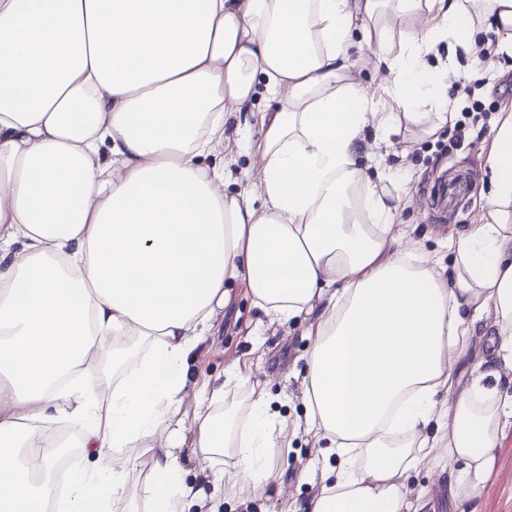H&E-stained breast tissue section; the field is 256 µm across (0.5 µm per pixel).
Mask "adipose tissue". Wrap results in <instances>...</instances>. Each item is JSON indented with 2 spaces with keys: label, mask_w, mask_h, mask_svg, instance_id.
<instances>
[{
  "label": "adipose tissue",
  "mask_w": 512,
  "mask_h": 512,
  "mask_svg": "<svg viewBox=\"0 0 512 512\" xmlns=\"http://www.w3.org/2000/svg\"><path fill=\"white\" fill-rule=\"evenodd\" d=\"M479 28L512 56V0H0V512H113L143 460L151 512L263 493L268 398L190 391L234 282L271 320L309 321L293 425L336 462L292 512H423V470L477 512L512 422V105L446 267L396 222L411 194L359 152L371 124L453 122ZM358 32L381 92L354 77ZM442 41L455 57L428 65ZM243 112L261 166L230 193ZM190 393L208 496L172 453ZM62 447L86 460L63 496Z\"/></svg>",
  "instance_id": "obj_1"
}]
</instances>
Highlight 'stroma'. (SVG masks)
<instances>
[{"instance_id": "stroma-1", "label": "stroma", "mask_w": 512, "mask_h": 512, "mask_svg": "<svg viewBox=\"0 0 512 512\" xmlns=\"http://www.w3.org/2000/svg\"><path fill=\"white\" fill-rule=\"evenodd\" d=\"M512 81V58L492 54L487 63L467 76L448 83V98L463 107L464 87L475 89V98L486 112L470 129L469 146L452 151L448 141L453 126H445L437 135H424L420 128L401 123L386 137L382 148L383 163L391 170L411 174L413 199L399 213L408 235L424 254L440 260L450 255L448 235L474 223L482 201L479 188L485 180V159L495 112L501 110L508 96L505 86ZM467 169L473 174L469 192L458 209L441 214L430 204L434 186L448 172ZM307 323L297 320L286 326L269 324L255 308L245 284L229 289V301L215 321V328L200 346L192 369L199 380L226 376L235 367H249L250 378L241 390L228 391L227 402L238 400L251 390L265 391L281 419L303 416L300 381L310 349ZM324 459L312 438L298 433L290 438L274 460L277 478L264 494L225 499L220 512H291L295 503L311 497L319 488ZM483 512H512V430L499 450V466L482 494Z\"/></svg>"}]
</instances>
